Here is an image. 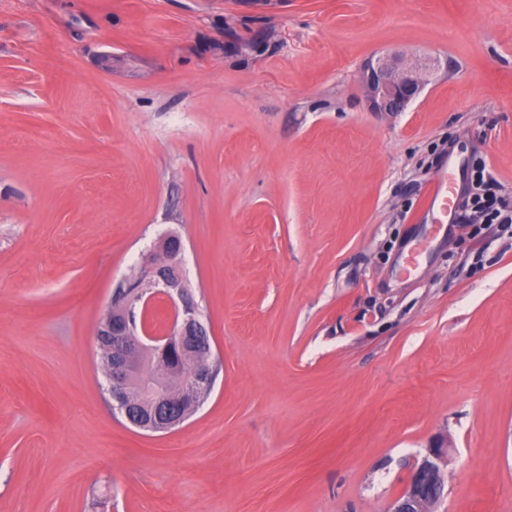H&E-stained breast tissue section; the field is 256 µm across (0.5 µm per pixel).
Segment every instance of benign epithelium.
I'll list each match as a JSON object with an SVG mask.
<instances>
[{
    "label": "benign epithelium",
    "mask_w": 512,
    "mask_h": 512,
    "mask_svg": "<svg viewBox=\"0 0 512 512\" xmlns=\"http://www.w3.org/2000/svg\"><path fill=\"white\" fill-rule=\"evenodd\" d=\"M420 55L381 54L363 66L361 83L375 112H403L438 69ZM185 244L166 233L159 250L112 295L101 330L112 351V408L133 427L157 433L181 425L213 388L207 362L183 363L181 352L213 356L209 330L183 274ZM450 448L440 442L411 466L403 493L387 512H432L444 493Z\"/></svg>",
    "instance_id": "benign-epithelium-1"
}]
</instances>
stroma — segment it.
Listing matches in <instances>:
<instances>
[{"instance_id": "35a3bbf8", "label": "stroma", "mask_w": 512, "mask_h": 512, "mask_svg": "<svg viewBox=\"0 0 512 512\" xmlns=\"http://www.w3.org/2000/svg\"><path fill=\"white\" fill-rule=\"evenodd\" d=\"M481 161L512 199V0H0V512H386L437 437L435 512H512V238L414 219ZM170 226L221 367L149 433L96 333ZM438 61L421 55L381 54L363 66L361 83L374 112H403L438 69ZM454 185V178L448 170L436 175L431 181L424 208L432 212V218L436 224L448 222V214L452 213L454 208Z\"/></svg>"}]
</instances>
